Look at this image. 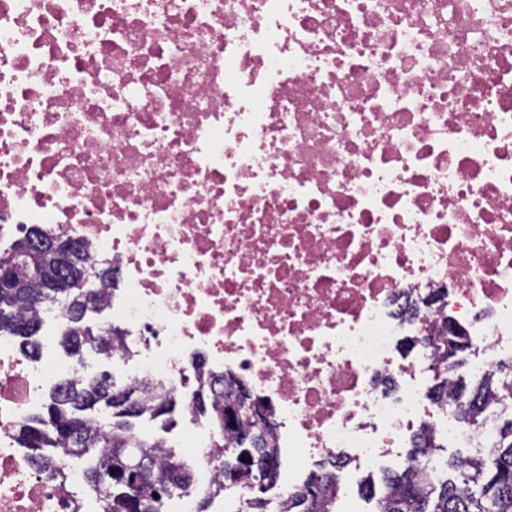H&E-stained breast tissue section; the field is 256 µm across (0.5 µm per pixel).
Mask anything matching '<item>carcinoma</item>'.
<instances>
[{"instance_id": "obj_1", "label": "carcinoma", "mask_w": 512, "mask_h": 512, "mask_svg": "<svg viewBox=\"0 0 512 512\" xmlns=\"http://www.w3.org/2000/svg\"><path fill=\"white\" fill-rule=\"evenodd\" d=\"M11 266L15 281L24 285L23 291L36 297H49L45 292L49 273L34 266V260L5 257L0 264ZM90 268L80 252L60 272V277L69 281L72 288H81L87 281ZM13 288H0V334L5 333L21 339L24 352L35 357L39 344L33 340L37 334V321L24 311L32 306L15 305ZM69 327L64 333L62 346L71 355L90 347L99 352L110 351L109 345L119 338L120 330L102 339L82 326L87 306L80 302H63ZM115 381L106 376L87 383L69 381L65 389L50 390L45 412L26 422L18 430L23 447L29 451L33 465L44 472L54 470L60 455L73 457L93 454L95 463L84 471L86 485L96 494L101 503V512H164L165 500L177 490L191 485L192 475L184 460L171 449L165 454H155L156 444L140 438L134 432V423L129 419L124 403L112 396ZM135 394L139 415L155 419L171 413L176 402L164 392L150 396L134 385L124 384ZM451 396L462 402L464 419L477 422L485 410L498 400V386L490 379H479L467 387L462 379L456 380ZM230 396L209 393L207 402L196 403L197 411L209 415L215 424H220L224 406ZM105 407L112 410V423L96 426L92 412ZM220 431L216 447L220 448L218 463L224 477L246 481L251 470L243 468L240 458L226 451L224 434ZM129 449L131 458L149 460L153 481L142 486L140 497L135 499L125 493L126 472L118 458V450ZM429 449L416 447L407 457L410 468L392 472L383 477L380 485L369 482L364 492L378 495L382 512H512V420L497 430L494 449L483 458L458 457L447 463L453 477L435 478L423 457ZM325 477L319 485L305 512H329L327 483Z\"/></svg>"}]
</instances>
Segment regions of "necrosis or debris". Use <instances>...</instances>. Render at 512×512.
<instances>
[{
    "label": "necrosis or debris",
    "mask_w": 512,
    "mask_h": 512,
    "mask_svg": "<svg viewBox=\"0 0 512 512\" xmlns=\"http://www.w3.org/2000/svg\"><path fill=\"white\" fill-rule=\"evenodd\" d=\"M34 225L115 268L99 309L134 381L195 414L186 356L265 407L288 480L337 492L409 433L490 452L449 411L426 338L452 322L474 372L512 351V0H0V242ZM38 358L0 336V512H99L69 458L37 471L17 429L49 386L61 306ZM210 422L185 446L223 482Z\"/></svg>",
    "instance_id": "obj_1"
}]
</instances>
